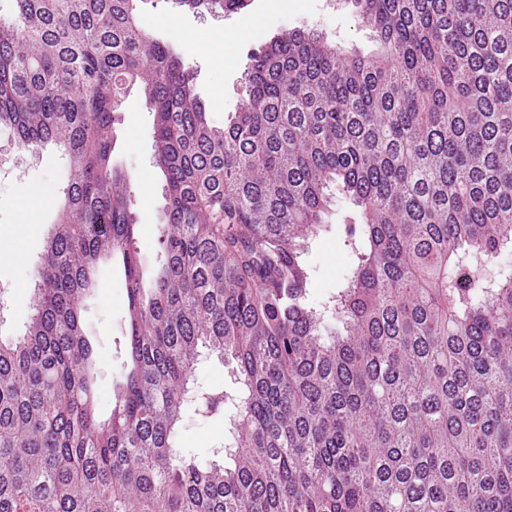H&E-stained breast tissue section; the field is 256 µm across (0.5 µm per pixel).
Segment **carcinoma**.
<instances>
[{
  "label": "carcinoma",
  "mask_w": 512,
  "mask_h": 512,
  "mask_svg": "<svg viewBox=\"0 0 512 512\" xmlns=\"http://www.w3.org/2000/svg\"><path fill=\"white\" fill-rule=\"evenodd\" d=\"M0 130L70 177L25 335L0 339V512H512V0H353L375 53L256 50L224 127L138 0H14ZM211 14L247 0H174ZM155 114L163 262L136 247L115 125ZM352 209V267L307 296L306 242ZM127 292L111 407L85 301ZM236 387L191 386L201 349ZM229 416L174 449L185 402Z\"/></svg>",
  "instance_id": "1"
}]
</instances>
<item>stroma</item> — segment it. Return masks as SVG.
Segmentation results:
<instances>
[{"mask_svg": "<svg viewBox=\"0 0 512 512\" xmlns=\"http://www.w3.org/2000/svg\"><path fill=\"white\" fill-rule=\"evenodd\" d=\"M142 24L194 73V87L215 125H223L240 105L243 77L253 49L285 31L322 34L341 50H374L371 31L357 17L351 0H250L239 13L213 16L175 7L172 0H145ZM224 35L230 48L216 58L204 49L211 34ZM154 116L139 91H131L117 127L112 163L130 178L131 208L138 222L136 246L148 263L160 252L163 178L153 164ZM67 178L64 156L47 149L33 156L22 151L9 131H0V338L22 336L32 313L36 265L55 219L57 200ZM303 260L310 274L309 294L319 302L335 292L352 258L330 227L311 240ZM126 292L120 272L103 278L89 302L86 318L99 366V398L109 407L113 378L123 359L121 327ZM223 419L199 414L185 405L175 446L206 456L223 447Z\"/></svg>", "mask_w": 512, "mask_h": 512, "instance_id": "1", "label": "stroma"}]
</instances>
